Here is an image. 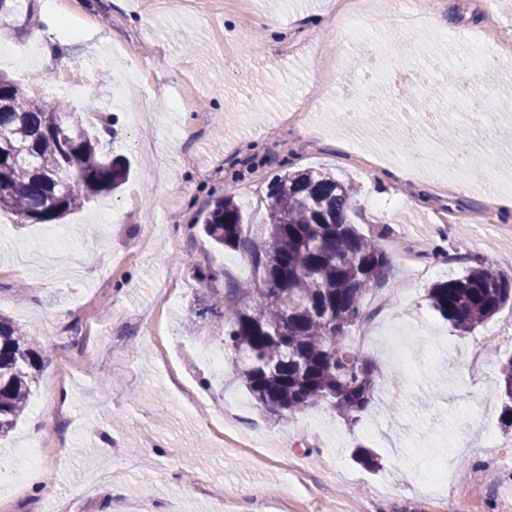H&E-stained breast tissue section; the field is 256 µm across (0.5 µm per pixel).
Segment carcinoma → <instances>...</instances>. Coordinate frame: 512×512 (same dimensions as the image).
I'll use <instances>...</instances> for the list:
<instances>
[{
  "mask_svg": "<svg viewBox=\"0 0 512 512\" xmlns=\"http://www.w3.org/2000/svg\"><path fill=\"white\" fill-rule=\"evenodd\" d=\"M104 112L87 126L64 98L47 100L0 72V212L24 224H57L128 179L127 162L108 155ZM353 183L321 172H286L267 190V222L256 240L233 198L211 202L203 219L214 244L240 250L252 279L217 286L194 268L201 291L186 322L224 317V348L238 377L274 421L325 405L356 424L375 398L371 361L345 338L365 319L367 296L386 279L389 255L350 221ZM429 305L451 328L471 333L512 305V276L485 258L428 288ZM43 358L29 332L0 314V437L12 432L39 383ZM502 419L512 427V355L500 364Z\"/></svg>",
  "mask_w": 512,
  "mask_h": 512,
  "instance_id": "cac0c4a2",
  "label": "carcinoma"
}]
</instances>
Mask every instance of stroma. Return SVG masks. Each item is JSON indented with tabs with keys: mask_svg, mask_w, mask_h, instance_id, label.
Masks as SVG:
<instances>
[{
	"mask_svg": "<svg viewBox=\"0 0 512 512\" xmlns=\"http://www.w3.org/2000/svg\"><path fill=\"white\" fill-rule=\"evenodd\" d=\"M25 0L0 15V38L34 49L28 68L10 77L48 93L52 83L84 87L71 103L83 115L114 116V154L131 175L117 194L95 198L65 224H19L0 214V313L31 330L46 350L40 382L16 428L0 438V461L17 464L26 439H63L47 449L34 478L18 488L11 512H56L75 498L84 512H143L149 501L178 512H211L223 498L265 503V512H512V428L502 423L500 360L512 354V308L459 334L429 306L434 282L462 274L471 258L512 270V212L496 225L478 217L490 205L480 177L455 171L450 154L512 156V0H437L426 19L403 31L395 15L411 0H376L361 33L392 67L424 81L367 78L335 0ZM84 21L78 39L56 21ZM491 33L499 49L490 127L465 128L448 66L472 37ZM53 52V79L41 61ZM324 81V97L308 90ZM125 85L122 106L112 89ZM191 85L193 107L169 102ZM387 110L369 127L366 94ZM158 108L141 112L143 98ZM432 101L415 160H398L406 114ZM360 114L357 125L343 120ZM325 172L353 182L365 234L390 251L387 288L400 295L365 328L361 353L375 365L376 400L349 427L318 406L280 423L262 414L236 374L232 356L210 370L195 352L219 345L215 317L186 329L195 267L220 272V287L251 279L244 254L215 247L199 230L204 207L234 196L261 226L266 190L280 172ZM458 254L449 262V254ZM96 334L72 335L86 315ZM485 354L471 368L472 348ZM478 428L460 438L455 417ZM224 414L231 436L203 434ZM124 423L113 433V418ZM374 451L369 472L354 448ZM112 467V485L88 489L96 464Z\"/></svg>",
	"mask_w": 512,
	"mask_h": 512,
	"instance_id": "obj_1",
	"label": "stroma"
}]
</instances>
